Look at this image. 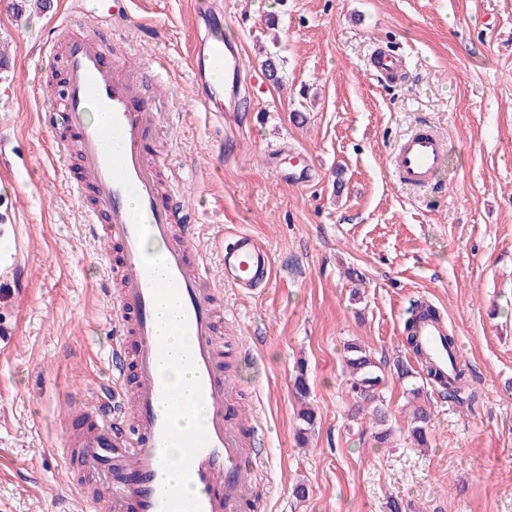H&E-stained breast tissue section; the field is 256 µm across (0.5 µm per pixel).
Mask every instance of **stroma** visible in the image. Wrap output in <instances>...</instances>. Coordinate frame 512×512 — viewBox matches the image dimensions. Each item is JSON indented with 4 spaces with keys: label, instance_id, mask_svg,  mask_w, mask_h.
I'll return each mask as SVG.
<instances>
[{
    "label": "stroma",
    "instance_id": "obj_1",
    "mask_svg": "<svg viewBox=\"0 0 512 512\" xmlns=\"http://www.w3.org/2000/svg\"><path fill=\"white\" fill-rule=\"evenodd\" d=\"M10 2L0 0V136L12 152L0 166V222L16 225L32 252L27 296L0 295V322L20 325L14 347L0 345V512H80L62 482L81 467L61 408L110 381L100 283L113 260L70 188L76 158L56 151L41 121L55 95L42 47L56 10L17 16ZM223 2L225 35L264 76L231 126L193 106L185 58L197 0H102L146 26L116 38L89 18L77 33L111 43L113 62L152 68L169 117L171 185L246 341L226 366L266 428L259 512H391L393 499L403 512H512V0ZM388 53L403 61L394 79L373 67ZM419 127L448 148L441 188L393 174L395 145ZM279 147L308 154L311 183L279 178ZM239 232L269 253L272 276L260 287L222 282L218 243ZM419 301L440 309L472 367L471 405L397 376L395 361L409 357L403 324ZM350 342L384 366L388 444H376L371 416L355 408ZM300 373L316 415L303 444ZM414 399L433 412L425 448L408 432Z\"/></svg>",
    "mask_w": 512,
    "mask_h": 512
}]
</instances>
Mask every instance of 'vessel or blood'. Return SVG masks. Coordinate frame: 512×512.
<instances>
[{"label": "vessel or blood", "mask_w": 512, "mask_h": 512, "mask_svg": "<svg viewBox=\"0 0 512 512\" xmlns=\"http://www.w3.org/2000/svg\"><path fill=\"white\" fill-rule=\"evenodd\" d=\"M60 13L63 20L43 50L48 61H61L65 78L66 136L56 145L62 150L75 147L80 175L73 181L74 195H89L85 215L92 237L118 259L113 270L118 288L110 295L115 329L112 383L92 400L70 404L64 412L65 419L80 423L66 444L81 449L86 481L95 488L84 512H161L163 488V385L152 286L142 264L128 196L109 171L88 107L87 91L92 86L120 123L125 169L140 198L151 239L163 246L162 257L185 309L209 439L192 461L193 488L202 512H251L255 487L263 477L261 451L253 443L264 425L258 416L228 411L237 387L225 376L217 350L219 297L203 284V256L194 248L192 211L162 183L165 115L158 112L146 88L144 68L113 65L108 59L110 45L74 35L83 15L66 7ZM195 21L208 32L189 52L195 102L202 111L222 112L234 119L241 89L254 76L244 65L240 45L215 36L224 25L223 12L210 2L196 9ZM445 161L444 142L421 129L399 145L393 173L406 184L430 187ZM312 173L311 161L301 156L279 170L284 182L302 185L310 182ZM26 251L19 239L12 251L0 254V287L19 297L26 295L29 285ZM223 266L224 283L234 288L255 287L271 276L268 252L247 233L236 234L225 246ZM447 334L444 320L428 317L420 323L421 347L443 372L448 369ZM127 360L133 363L129 372L123 367Z\"/></svg>", "instance_id": "b4317fda"}]
</instances>
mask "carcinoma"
I'll list each match as a JSON object with an SVG mask.
<instances>
[{"label":"carcinoma","instance_id":"cac0c4a2","mask_svg":"<svg viewBox=\"0 0 512 512\" xmlns=\"http://www.w3.org/2000/svg\"><path fill=\"white\" fill-rule=\"evenodd\" d=\"M417 309H419L417 305L412 307L409 316L405 319L403 341L411 352L419 357L421 352L418 336L415 333V325L419 318ZM344 363L352 376V393L367 403V410L371 412L372 418L383 426V429L376 434L377 443L382 444L391 435V428L385 427L386 415L379 404L380 396L377 395V388L382 382L383 374L380 363L364 347L354 343L346 346ZM422 371L426 373L427 379L447 390L448 398L455 402L470 404L475 400V392L471 389V368L468 365H454V374L448 379L426 363L423 364ZM431 420V412L427 408L418 406L412 410L411 436L417 444L422 446L427 444V430Z\"/></svg>","mask_w":512,"mask_h":512}]
</instances>
